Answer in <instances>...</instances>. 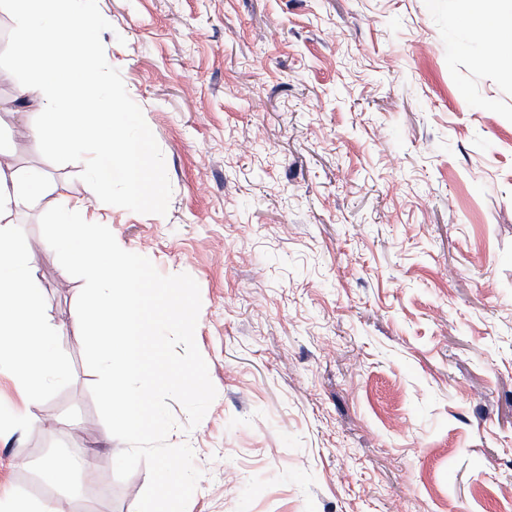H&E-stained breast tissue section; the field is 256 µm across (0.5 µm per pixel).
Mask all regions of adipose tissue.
I'll list each match as a JSON object with an SVG mask.
<instances>
[{
    "instance_id": "obj_1",
    "label": "adipose tissue",
    "mask_w": 512,
    "mask_h": 512,
    "mask_svg": "<svg viewBox=\"0 0 512 512\" xmlns=\"http://www.w3.org/2000/svg\"><path fill=\"white\" fill-rule=\"evenodd\" d=\"M465 9L501 37L483 64L512 70V0H465ZM47 191L41 174L0 165V368L11 370L27 391L60 371L54 343L62 329L44 312L41 279L30 263L32 245L12 217Z\"/></svg>"
}]
</instances>
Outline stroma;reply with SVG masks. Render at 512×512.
I'll return each mask as SVG.
<instances>
[{"label":"stroma","mask_w":512,"mask_h":512,"mask_svg":"<svg viewBox=\"0 0 512 512\" xmlns=\"http://www.w3.org/2000/svg\"><path fill=\"white\" fill-rule=\"evenodd\" d=\"M101 35L165 159L166 214L99 200L40 152L38 109L0 70V146L46 173L14 219L34 245L64 367L0 403V489L54 512H135L146 465L91 393L72 329L83 282L42 246L64 199L121 248L200 287L217 396L173 445L202 477L187 512H512V75L461 0H101ZM64 451L102 471L48 483ZM34 419L35 415L30 405L13 409L7 414H3L2 409H0V432H14L24 429L31 424Z\"/></svg>","instance_id":"1"}]
</instances>
